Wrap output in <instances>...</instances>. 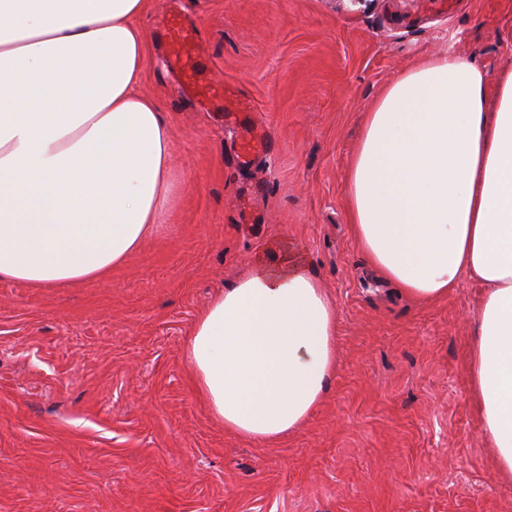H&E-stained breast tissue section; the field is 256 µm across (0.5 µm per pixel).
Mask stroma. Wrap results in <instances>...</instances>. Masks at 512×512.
<instances>
[{
    "mask_svg": "<svg viewBox=\"0 0 512 512\" xmlns=\"http://www.w3.org/2000/svg\"><path fill=\"white\" fill-rule=\"evenodd\" d=\"M200 34L202 78L232 84L273 149L178 90L150 40L143 91L171 126L163 227L103 279L0 280V512H512L470 392L480 289L398 297L347 219L367 112L428 57L512 69V0H148ZM285 237L336 304L338 368L279 443L215 423L184 347L212 297Z\"/></svg>",
    "mask_w": 512,
    "mask_h": 512,
    "instance_id": "stroma-1",
    "label": "stroma"
}]
</instances>
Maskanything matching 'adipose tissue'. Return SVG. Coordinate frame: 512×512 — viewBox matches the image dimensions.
Instances as JSON below:
<instances>
[{
    "label": "adipose tissue",
    "mask_w": 512,
    "mask_h": 512,
    "mask_svg": "<svg viewBox=\"0 0 512 512\" xmlns=\"http://www.w3.org/2000/svg\"><path fill=\"white\" fill-rule=\"evenodd\" d=\"M146 0H0V279L106 277L174 192L170 126L141 89ZM346 197L381 279L417 302L481 284L471 392L512 480V72L454 54L367 113ZM287 239L196 320L184 357L212 419L258 444L299 428L336 375V307Z\"/></svg>",
    "instance_id": "adipose-tissue-1"
}]
</instances>
